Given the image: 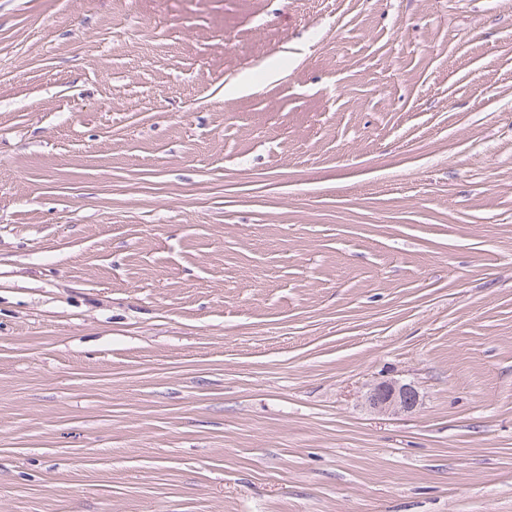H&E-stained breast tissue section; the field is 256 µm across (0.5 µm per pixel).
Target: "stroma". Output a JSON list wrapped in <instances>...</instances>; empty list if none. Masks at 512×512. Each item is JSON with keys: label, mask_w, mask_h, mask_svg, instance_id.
<instances>
[{"label": "stroma", "mask_w": 512, "mask_h": 512, "mask_svg": "<svg viewBox=\"0 0 512 512\" xmlns=\"http://www.w3.org/2000/svg\"><path fill=\"white\" fill-rule=\"evenodd\" d=\"M0 512H512V0H0ZM420 402L417 388L410 383L384 381L373 385L365 394L364 404L372 412L399 414L414 411Z\"/></svg>", "instance_id": "35a3bbf8"}]
</instances>
